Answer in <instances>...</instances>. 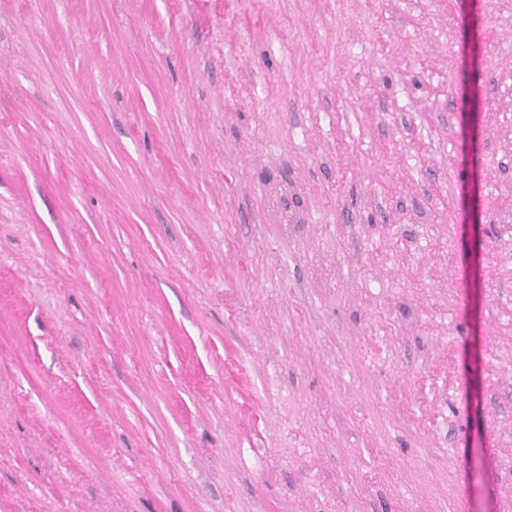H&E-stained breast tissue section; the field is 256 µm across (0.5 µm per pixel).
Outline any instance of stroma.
<instances>
[{
  "instance_id": "obj_1",
  "label": "stroma",
  "mask_w": 512,
  "mask_h": 512,
  "mask_svg": "<svg viewBox=\"0 0 512 512\" xmlns=\"http://www.w3.org/2000/svg\"><path fill=\"white\" fill-rule=\"evenodd\" d=\"M0 512H512V0H0Z\"/></svg>"
}]
</instances>
